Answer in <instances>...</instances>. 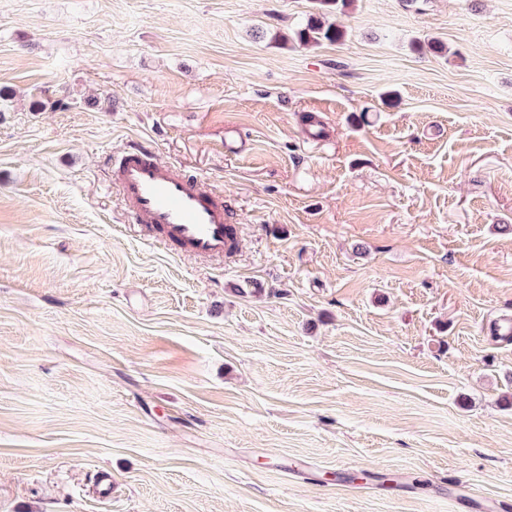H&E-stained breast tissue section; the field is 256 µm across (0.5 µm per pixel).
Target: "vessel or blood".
I'll use <instances>...</instances> for the list:
<instances>
[{"mask_svg": "<svg viewBox=\"0 0 512 512\" xmlns=\"http://www.w3.org/2000/svg\"><path fill=\"white\" fill-rule=\"evenodd\" d=\"M112 183L132 223L150 241L190 257H221L235 245L223 194L197 176L162 161L152 146L129 147L113 163Z\"/></svg>", "mask_w": 512, "mask_h": 512, "instance_id": "vessel-or-blood-1", "label": "vessel or blood"}]
</instances>
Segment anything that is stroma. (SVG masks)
<instances>
[{"label":"stroma","mask_w":512,"mask_h":512,"mask_svg":"<svg viewBox=\"0 0 512 512\" xmlns=\"http://www.w3.org/2000/svg\"><path fill=\"white\" fill-rule=\"evenodd\" d=\"M311 9L0 0V512H512V0ZM137 143L223 265L129 223ZM353 0H313V12L306 23L296 29L292 41L302 45L319 46L324 43L337 44L345 40L347 32L330 20V16L343 12ZM112 183L132 224L150 241L190 257H224L235 245L224 194L162 161L152 146L135 144L113 163Z\"/></svg>","instance_id":"stroma-1"}]
</instances>
